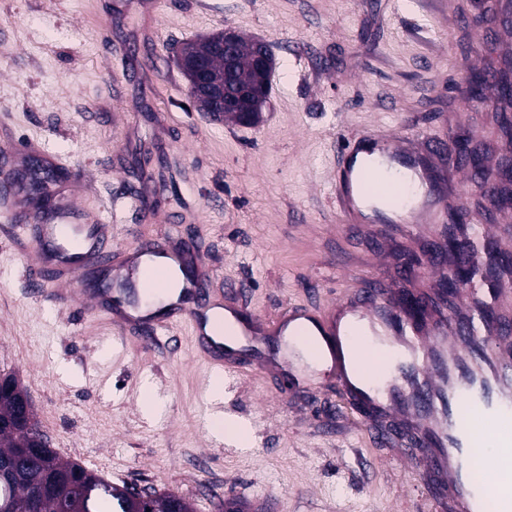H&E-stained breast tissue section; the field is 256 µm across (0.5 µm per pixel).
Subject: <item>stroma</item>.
<instances>
[{
	"label": "stroma",
	"mask_w": 512,
	"mask_h": 512,
	"mask_svg": "<svg viewBox=\"0 0 512 512\" xmlns=\"http://www.w3.org/2000/svg\"><path fill=\"white\" fill-rule=\"evenodd\" d=\"M472 27L445 38L439 0H0V181L36 156L65 169L53 197L121 246L192 242L204 288L246 280V309L275 319L324 301L343 264L370 260L337 229L329 194L346 139L384 127L447 128L492 142L468 110L459 61L494 57L477 31L484 0H459ZM232 27L273 46V97L254 128L199 112L174 56ZM160 221H142L145 207ZM26 194L0 195V374L17 377L50 446L107 481L224 512H416L412 477L379 467L395 450L365 441L332 383L279 395L243 370L213 390L181 350L122 349L101 313L60 312L21 258L35 228Z\"/></svg>",
	"instance_id": "stroma-1"
}]
</instances>
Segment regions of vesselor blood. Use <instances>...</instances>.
<instances>
[{"mask_svg": "<svg viewBox=\"0 0 512 512\" xmlns=\"http://www.w3.org/2000/svg\"><path fill=\"white\" fill-rule=\"evenodd\" d=\"M488 6L502 19L497 36H512V0H489ZM370 156L406 172L416 187L413 197L391 214L364 209ZM495 173L489 163L475 174L444 137L429 140L419 152L396 133L367 132L350 140L336 161V221L391 223L412 238L437 237L448 231V212L465 207L467 189ZM74 230L82 241L79 255L62 243L57 225L45 224L25 257L37 278H50L46 298L63 311L76 305L104 311L118 331H136L137 343L144 346L157 341L158 331L185 325L197 362L209 370L236 371L238 349L215 340L210 321L216 305L194 280L184 281L177 300L167 303L164 312L139 300L146 267L180 266L184 251L163 238L120 248L98 224H78ZM91 269L117 272L127 296L79 293L76 286ZM342 284L343 293L320 306L285 305L273 325L252 318L243 325V340L267 345L288 331L318 332L330 361L328 377L343 401L368 412V440L398 441L407 429L418 440V448L403 449L393 463L424 479L420 497L425 512H486L492 501L502 512H512V463L496 461L481 481L465 467L475 449L512 448V275H503L490 294L476 283L463 287L450 309L430 311L422 321L401 304L398 290L386 287L377 275L346 278ZM486 304L497 314L491 325L480 318ZM362 321L380 327L386 348V372L372 385L361 383L349 363L357 340L354 325Z\"/></svg>", "mask_w": 512, "mask_h": 512, "instance_id": "vessel-or-blood-1", "label": "vessel or blood"}]
</instances>
